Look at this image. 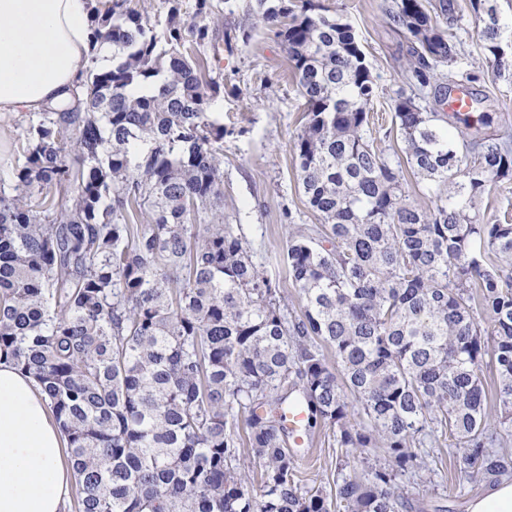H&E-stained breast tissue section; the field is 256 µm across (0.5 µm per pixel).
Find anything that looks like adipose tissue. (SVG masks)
Returning <instances> with one entry per match:
<instances>
[{
    "instance_id": "adipose-tissue-1",
    "label": "adipose tissue",
    "mask_w": 512,
    "mask_h": 512,
    "mask_svg": "<svg viewBox=\"0 0 512 512\" xmlns=\"http://www.w3.org/2000/svg\"><path fill=\"white\" fill-rule=\"evenodd\" d=\"M95 0H0V112L60 106L83 79ZM66 440L38 383L0 362V512H62Z\"/></svg>"
}]
</instances>
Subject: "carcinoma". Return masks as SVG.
<instances>
[{
  "label": "carcinoma",
  "mask_w": 512,
  "mask_h": 512,
  "mask_svg": "<svg viewBox=\"0 0 512 512\" xmlns=\"http://www.w3.org/2000/svg\"><path fill=\"white\" fill-rule=\"evenodd\" d=\"M180 0L149 24L128 0L93 14L89 58L69 103L31 115L24 162L0 178V361L32 375L66 437L75 512H402L397 483L424 470L417 448L453 441L459 473L512 474V223L474 212L512 177V130L469 133L487 115L425 105L458 43L424 0H397L414 94L395 101L405 160L374 147L376 81L362 44L317 0H247L276 28L305 100L293 141L306 202L321 224L292 233L283 262L303 310L224 223V42ZM495 75L512 26L496 0H471ZM149 84L152 94L141 93ZM435 185L407 202L403 167ZM148 216L134 224L137 214ZM497 414L487 410L485 365ZM332 432L342 457L384 462L336 489H304L288 448ZM260 469V492L250 471Z\"/></svg>",
  "instance_id": "obj_1"
}]
</instances>
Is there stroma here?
Returning <instances> with one entry per match:
<instances>
[{
  "label": "stroma",
  "instance_id": "35a3bbf8",
  "mask_svg": "<svg viewBox=\"0 0 512 512\" xmlns=\"http://www.w3.org/2000/svg\"><path fill=\"white\" fill-rule=\"evenodd\" d=\"M329 14L352 25L375 77L378 91L373 103L378 148L388 156L402 153L396 135L394 99L408 89L405 78L410 36L397 26L392 14L395 0H319ZM450 16L439 17L443 31L456 34L462 56L454 70L465 75L466 85L481 96L475 112L490 118L481 133L512 127V80L495 77L475 27L470 0H451ZM234 52L225 56L224 94L212 106L223 123L224 213L240 224L255 261L275 280L290 307L302 306L300 295L288 278L283 255L290 234L319 217L302 194L291 141L300 132L304 100L288 70L287 55L273 30L257 28L249 42L234 40ZM25 114H0V174L23 161ZM460 449L435 448L426 459L427 476L403 479L409 494L406 512H465L466 503L484 490L480 483H460L457 461ZM341 451L327 431L312 435L307 452L297 460L301 487L331 490Z\"/></svg>",
  "mask_w": 512,
  "mask_h": 512
}]
</instances>
